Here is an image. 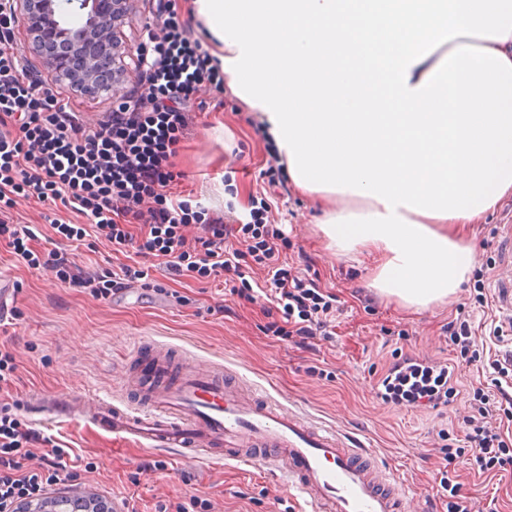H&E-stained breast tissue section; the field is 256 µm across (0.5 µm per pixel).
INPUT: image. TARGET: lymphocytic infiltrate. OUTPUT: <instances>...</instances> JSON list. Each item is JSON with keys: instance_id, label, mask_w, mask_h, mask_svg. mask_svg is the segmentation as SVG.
<instances>
[{"instance_id": "f902f5d3", "label": "lymphocytic infiltrate", "mask_w": 512, "mask_h": 512, "mask_svg": "<svg viewBox=\"0 0 512 512\" xmlns=\"http://www.w3.org/2000/svg\"><path fill=\"white\" fill-rule=\"evenodd\" d=\"M15 25L14 18H0V239L28 267L48 269L68 287L103 298L149 277L144 267L128 264L91 273L66 250L32 248L33 232L13 224L10 211L21 198L58 202L83 218L79 224L51 219L59 239L78 243L93 235L114 251L134 248L163 261L171 275L201 282L240 278L235 293L248 303L256 297L243 271L264 268L271 285L264 332L303 348L317 338L331 340L338 298L315 278L289 269L284 259L288 238L271 223L266 194L251 197L245 220L211 214L171 195L172 185L183 177L174 159L194 123L198 94L206 84L223 90L227 80L202 41L190 38L188 22L175 6L164 4L148 33L154 57L144 65L143 94L123 96L117 111L94 125L26 75L10 49ZM191 225L197 231L190 236ZM489 366L491 389L479 387L468 396L467 447H447L443 455L449 462L466 457L483 473L512 471V446L495 424L502 409L497 392L512 385V356ZM377 394L396 407L442 409L453 403L457 389L447 366L426 365L398 352L380 376ZM37 440L11 404L0 401V512L73 479L64 465L68 452L58 446L46 453L40 471L29 470L28 447Z\"/></svg>"}]
</instances>
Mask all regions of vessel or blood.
I'll return each mask as SVG.
<instances>
[{
    "label": "vessel or blood",
    "mask_w": 512,
    "mask_h": 512,
    "mask_svg": "<svg viewBox=\"0 0 512 512\" xmlns=\"http://www.w3.org/2000/svg\"><path fill=\"white\" fill-rule=\"evenodd\" d=\"M138 395L121 407L79 393L33 397L27 414L80 418L113 438L198 460L256 464L279 474L317 512H412L403 485L364 444L335 426L245 388L218 363L148 345L123 372Z\"/></svg>",
    "instance_id": "vessel-or-blood-1"
}]
</instances>
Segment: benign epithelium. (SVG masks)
<instances>
[{
	"label": "benign epithelium",
	"mask_w": 512,
	"mask_h": 512,
	"mask_svg": "<svg viewBox=\"0 0 512 512\" xmlns=\"http://www.w3.org/2000/svg\"><path fill=\"white\" fill-rule=\"evenodd\" d=\"M80 21L65 18L60 0H0V17H20L27 24L29 49L45 61L55 83L86 98L119 93L137 71L144 47L122 40L131 24L133 0H112V12H101L100 0H75ZM69 499L48 496L19 512H42L50 504L68 507Z\"/></svg>",
	"instance_id": "1"
}]
</instances>
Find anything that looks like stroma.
<instances>
[{"mask_svg": "<svg viewBox=\"0 0 512 512\" xmlns=\"http://www.w3.org/2000/svg\"><path fill=\"white\" fill-rule=\"evenodd\" d=\"M199 100L192 131L176 158L186 174L177 190L215 212L230 207L243 215L250 196L264 189L260 174L270 159L269 141L255 114L230 92L205 87ZM321 217L314 199L295 192L272 200L271 218L291 242L289 266L315 276L340 299L332 341L310 349L262 332L266 297L240 302L223 282L171 276L158 260L115 252L95 239L75 248L79 264L109 269L137 262L163 287L148 302L137 282L125 294L104 299L61 284L50 271L27 268L1 241L0 273L15 288L13 303L0 312V347L13 353L17 365L8 389L14 414H21L23 399L37 392L78 391L125 404L120 368L128 354L145 341L174 345L196 360L236 370L246 384L264 388L319 420L358 433L421 512H447L438 475L448 464L438 452V433L449 431L453 446L465 447L458 419L463 402L441 411L394 407L377 397L375 383L399 346L404 353L450 366L461 394L487 386L488 367L457 360L448 344L446 328L462 307L471 315L476 347L501 357L512 355V339L499 342L492 335L494 326L505 320L495 288L512 234V198L483 223L470 225L474 268L455 295L425 309L405 306L370 288L372 254L357 251L336 258L326 247ZM480 291L486 301L478 306L473 297ZM180 295L186 304L177 303ZM399 331L406 338L398 343L392 335ZM320 369L330 372L331 380L318 378ZM30 427L40 436L31 447V466H39L48 444L71 448V467L78 473L71 488L93 500L118 501L126 512H155L158 502L192 496L209 500L211 512H313L281 479L249 466L177 461L166 450L117 445L111 435L81 421H34ZM448 466L476 512H512L511 473H477L461 458Z\"/></svg>", "mask_w": 512, "mask_h": 512, "instance_id": "1", "label": "stroma"}]
</instances>
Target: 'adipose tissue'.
<instances>
[{"instance_id":"obj_1","label":"adipose tissue","mask_w":512,"mask_h":512,"mask_svg":"<svg viewBox=\"0 0 512 512\" xmlns=\"http://www.w3.org/2000/svg\"><path fill=\"white\" fill-rule=\"evenodd\" d=\"M230 91L338 256L426 308L474 267L466 225L512 197V0H191Z\"/></svg>"}]
</instances>
